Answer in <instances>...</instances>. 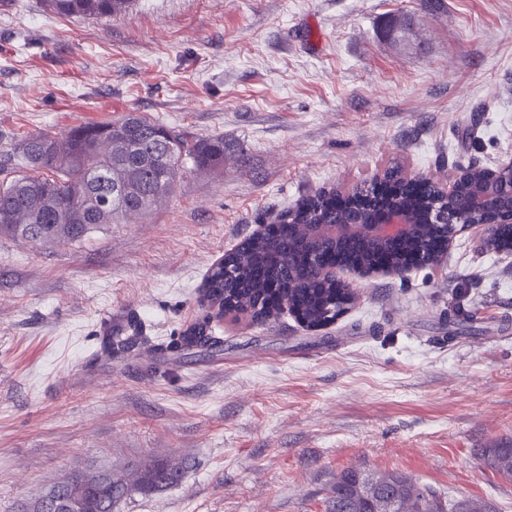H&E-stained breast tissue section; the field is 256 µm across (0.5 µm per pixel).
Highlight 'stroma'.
<instances>
[{"instance_id": "35a3bbf8", "label": "stroma", "mask_w": 512, "mask_h": 512, "mask_svg": "<svg viewBox=\"0 0 512 512\" xmlns=\"http://www.w3.org/2000/svg\"><path fill=\"white\" fill-rule=\"evenodd\" d=\"M396 17L414 38L387 35ZM129 112L242 157L79 243L0 236V512L155 459L178 484L114 512H324L348 467L512 512L477 459L512 440V256L472 233L435 265L340 270L357 298L325 327L227 314L216 345H180L210 268L305 195L512 157V0H0V156ZM107 313L131 353L99 348ZM53 10L75 17H111L125 12L131 0H46Z\"/></svg>"}]
</instances>
